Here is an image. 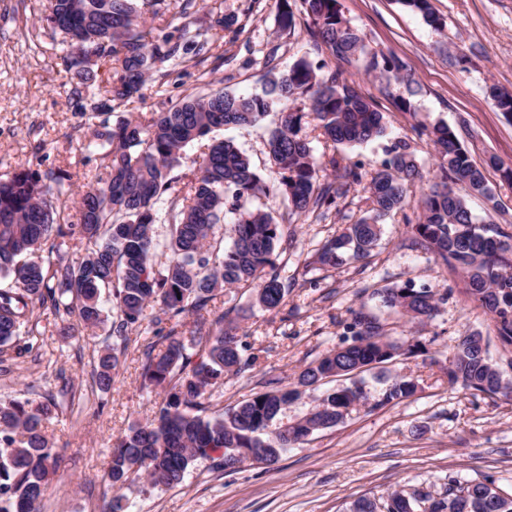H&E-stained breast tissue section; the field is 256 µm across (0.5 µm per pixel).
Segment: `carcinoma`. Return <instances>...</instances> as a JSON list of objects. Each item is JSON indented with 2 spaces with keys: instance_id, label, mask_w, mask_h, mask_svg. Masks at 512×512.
I'll return each instance as SVG.
<instances>
[{
  "instance_id": "cac0c4a2",
  "label": "carcinoma",
  "mask_w": 512,
  "mask_h": 512,
  "mask_svg": "<svg viewBox=\"0 0 512 512\" xmlns=\"http://www.w3.org/2000/svg\"><path fill=\"white\" fill-rule=\"evenodd\" d=\"M400 3L432 27L443 24L429 0ZM304 4L309 34L324 46L326 57L316 62L300 58L283 73L270 67L261 95L218 90L187 96L160 112L120 117L111 125L106 116L143 99L142 89L153 75L163 78L171 69L202 61L238 19L218 14L203 32L192 35L186 25L171 29L167 0H49L45 20L67 46L65 69L75 70L70 96L77 111L100 119L93 138L107 179L87 186L74 202L77 224L60 223L62 177L19 166L0 179V278L12 281L0 288V366L39 350L43 332L34 318L36 304L74 316V330L92 331L107 321L101 290L112 289V344L103 346L95 374L101 390L111 386L119 357L144 320L161 331L169 326L165 335L142 344L144 383L160 390L161 400L112 450L106 475L112 489L109 512H121V491L127 485L140 479L151 486L180 484L195 462L210 458L216 448L224 449L223 456L213 459L217 470L234 469L250 454L276 461L286 448L335 427L362 398L357 389H328L309 413L276 426L282 410L300 397V388L424 350L419 340L405 348L388 340L377 317L360 310L351 341L309 363L295 386L257 393L222 413L210 411L207 389L223 384L224 373H241L257 360L242 357L238 326L228 313L212 308L216 292L250 287L255 304L266 311L280 307L288 292L274 261L282 224L272 212L247 204L272 195L291 214L330 210L349 188L362 183V165L333 152L325 165L334 179L320 182L306 128L318 121L326 141L343 148L373 141L387 130L382 113L331 65L364 52L338 0ZM77 46L82 59L74 52ZM405 69L400 60L375 55L369 62V70L388 84L409 80ZM489 97L499 111L512 115V91L493 84ZM298 100L308 107L282 108L269 131V160L277 174L273 185L264 182L230 139L211 141L193 170L175 173L188 145L224 127L257 125L276 105ZM426 136L441 159L438 173L426 176L408 143L394 142L367 186L371 214L325 241L317 261L334 267L347 251L358 259L367 257L380 239L379 221L407 204L405 182L417 179L426 184L423 221L415 225L420 243L436 260L463 270L468 294L493 321L500 344L512 349V232L478 223L467 197L455 190L461 185L472 194L489 195L484 169L471 160L455 132L437 125ZM180 181L184 192L176 189ZM164 196L171 258L158 268L153 261L155 206ZM227 213L235 219L226 245L215 225ZM42 249L48 253L44 262L26 260ZM70 249L83 252L81 261L66 258ZM377 294L385 307L412 319L433 317L444 301L432 289L412 284ZM190 316L196 329L186 336L177 327ZM207 324L215 330L204 335ZM448 378L486 395L512 392V377L489 357L479 332L458 337ZM415 391V383L395 378L376 405ZM50 413V406L28 400L0 404V512H40L48 485L60 476L62 459L44 429ZM345 512H512V497L503 496L491 481L463 483L450 475L439 496L403 488L380 501L357 499Z\"/></svg>"
}]
</instances>
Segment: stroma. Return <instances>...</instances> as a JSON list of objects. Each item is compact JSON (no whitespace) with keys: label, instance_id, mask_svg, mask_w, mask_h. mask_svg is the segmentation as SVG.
<instances>
[{"label":"stroma","instance_id":"obj_1","mask_svg":"<svg viewBox=\"0 0 512 512\" xmlns=\"http://www.w3.org/2000/svg\"><path fill=\"white\" fill-rule=\"evenodd\" d=\"M442 27L426 24L399 0H339L341 11L363 41L364 52L344 65L343 77L382 112L385 137L347 149L371 176L394 140H409L418 162L436 169L439 158L427 130L446 125L484 167L490 196L472 195L469 206L483 224L512 231V118L493 107L487 89L512 90V0H430ZM294 14V29L279 25L282 6ZM199 0L195 16L205 27L211 13L238 18L239 31L225 32L224 43L196 66L172 72L164 85L147 82L137 111L160 109L190 94L218 89L258 94L266 80V57L277 71L295 60L320 59L309 38L310 18L302 0ZM47 0H0V178L18 166L39 173L65 170L74 187L104 178L89 145V120L69 97L70 75L61 61L60 37L46 21ZM395 56L410 68L412 84H384L368 75L371 56ZM164 96H156V87ZM274 117L248 127L218 131L233 140L266 182L276 180L266 142ZM420 185L408 189L407 205L382 222L381 239L369 257L346 258L336 267L317 263L328 239L341 235L371 208L362 186L352 187L336 208L287 215L280 199L260 197L275 215H287L276 265L288 286L283 304L260 309L247 288L218 292V309L239 311L243 356L256 364L228 373L212 389L213 409H226L274 386L295 383L311 361L341 346L354 311L376 312L383 332L398 344L421 340L424 352L405 355L357 376L335 377L330 386L360 388L363 398L336 427L288 448L273 463L247 462L215 471L200 460L183 482L151 488H125V512H344L360 497L377 498L403 486L442 493L448 476L464 481L491 480L512 495V394L484 395L449 382L444 372L455 340L468 331L489 340L492 358L506 363L489 317L466 294L460 270L441 266L421 246L412 227L422 217ZM413 284L444 297L430 320L412 321L382 308L378 289ZM46 331L40 358L25 356L0 372V402L56 401L48 434L64 458V475L53 483L41 512H104L105 476L112 448L135 421L150 415L157 396L145 389L140 342L157 329L143 324L121 356L112 385L94 382L99 339L71 330L72 319L35 309ZM416 383L413 396L380 404L388 380Z\"/></svg>","mask_w":512,"mask_h":512}]
</instances>
